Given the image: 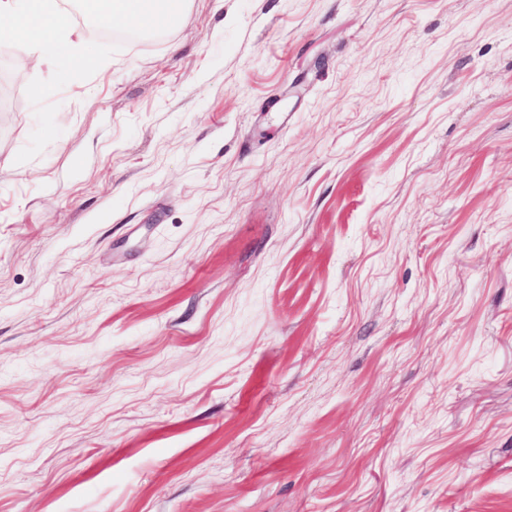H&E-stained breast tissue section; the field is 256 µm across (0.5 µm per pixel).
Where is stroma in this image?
I'll list each match as a JSON object with an SVG mask.
<instances>
[{
  "label": "stroma",
  "mask_w": 512,
  "mask_h": 512,
  "mask_svg": "<svg viewBox=\"0 0 512 512\" xmlns=\"http://www.w3.org/2000/svg\"><path fill=\"white\" fill-rule=\"evenodd\" d=\"M0 51V512H512V0H188Z\"/></svg>",
  "instance_id": "obj_1"
}]
</instances>
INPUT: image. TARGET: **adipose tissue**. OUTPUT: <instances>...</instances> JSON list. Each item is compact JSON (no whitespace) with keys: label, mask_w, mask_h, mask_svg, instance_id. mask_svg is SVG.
<instances>
[{"label":"adipose tissue","mask_w":512,"mask_h":512,"mask_svg":"<svg viewBox=\"0 0 512 512\" xmlns=\"http://www.w3.org/2000/svg\"><path fill=\"white\" fill-rule=\"evenodd\" d=\"M187 0H96L91 14L99 24L124 30H150L158 16L176 23ZM73 15L59 0H0V46L30 42L53 45L66 54L73 69L99 67L95 52L78 47L71 39Z\"/></svg>","instance_id":"adipose-tissue-1"}]
</instances>
